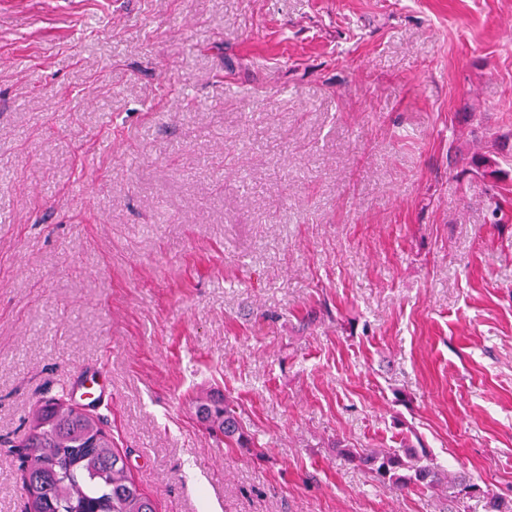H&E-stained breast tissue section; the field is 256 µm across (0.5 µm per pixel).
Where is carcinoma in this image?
<instances>
[{
    "label": "carcinoma",
    "mask_w": 512,
    "mask_h": 512,
    "mask_svg": "<svg viewBox=\"0 0 512 512\" xmlns=\"http://www.w3.org/2000/svg\"><path fill=\"white\" fill-rule=\"evenodd\" d=\"M196 414L212 436L248 447L234 401L201 397ZM26 427L21 459L33 512H157L93 414L61 399H45L31 408ZM339 453L364 466L374 481L400 490L434 492L444 486L458 499L480 492L473 479L449 472L409 446L341 448Z\"/></svg>",
    "instance_id": "obj_1"
}]
</instances>
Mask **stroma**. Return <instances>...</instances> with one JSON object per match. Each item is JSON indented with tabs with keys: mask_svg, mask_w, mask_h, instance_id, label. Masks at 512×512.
I'll use <instances>...</instances> for the list:
<instances>
[{
	"mask_svg": "<svg viewBox=\"0 0 512 512\" xmlns=\"http://www.w3.org/2000/svg\"><path fill=\"white\" fill-rule=\"evenodd\" d=\"M488 132L512 0H0V512L88 366L158 512H485L338 441L512 500V161H455ZM237 404L228 398L200 397L196 414L206 425L208 432L226 442H235L240 448H248V440L240 431ZM339 453L350 461H357L371 474L374 481L404 490L417 487L426 491H438L442 486L454 498L473 497L481 491L471 478L448 471L433 459L412 447L382 448L378 450H358L340 448Z\"/></svg>",
	"mask_w": 512,
	"mask_h": 512,
	"instance_id": "stroma-1",
	"label": "stroma"
}]
</instances>
